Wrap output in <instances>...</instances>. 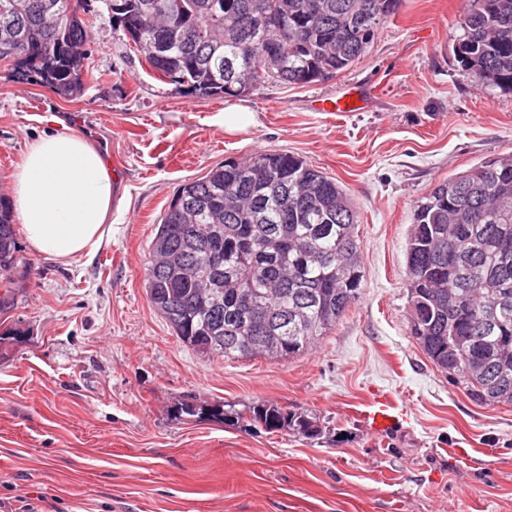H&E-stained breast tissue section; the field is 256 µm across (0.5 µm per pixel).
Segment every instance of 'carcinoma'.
<instances>
[{
    "mask_svg": "<svg viewBox=\"0 0 512 512\" xmlns=\"http://www.w3.org/2000/svg\"><path fill=\"white\" fill-rule=\"evenodd\" d=\"M52 3L43 11V3ZM400 0H119L112 22L160 79L237 97L268 82L306 85L351 66ZM82 0H0V62L64 96L85 87ZM454 47L483 83L512 91V0H469ZM356 214L336 179L288 153L227 160L184 182L145 288L186 346L227 359L301 355L362 288ZM11 202L0 197V271L17 265ZM411 335L475 402L512 404V155L439 182L418 202L406 252ZM267 431L320 435L306 414L261 404Z\"/></svg>",
    "mask_w": 512,
    "mask_h": 512,
    "instance_id": "cac0c4a2",
    "label": "carcinoma"
}]
</instances>
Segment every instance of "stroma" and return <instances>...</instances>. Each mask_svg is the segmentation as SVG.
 <instances>
[{"mask_svg":"<svg viewBox=\"0 0 512 512\" xmlns=\"http://www.w3.org/2000/svg\"><path fill=\"white\" fill-rule=\"evenodd\" d=\"M467 0H400L352 66L232 100L160 80L100 0H85L91 72L63 97L0 72V193L42 131L85 135L120 200L94 254L63 264L16 240L0 273V512H512V405L479 404L410 334L405 250L417 203L448 176L512 153V92L453 46ZM357 87L367 106L311 107ZM255 122L225 132L232 104ZM284 152L336 178L356 212L362 290L308 351L224 359L183 345L151 306L149 245L178 186L229 158ZM388 396L405 420L363 419ZM200 407L196 416L184 404ZM274 404L321 434L209 415Z\"/></svg>","mask_w":512,"mask_h":512,"instance_id":"obj_1","label":"stroma"}]
</instances>
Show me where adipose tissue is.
I'll list each match as a JSON object with an SVG mask.
<instances>
[{"label": "adipose tissue", "instance_id": "1", "mask_svg": "<svg viewBox=\"0 0 512 512\" xmlns=\"http://www.w3.org/2000/svg\"><path fill=\"white\" fill-rule=\"evenodd\" d=\"M10 184L25 241L41 256L64 263L91 254L112 230V173L80 133L38 136Z\"/></svg>", "mask_w": 512, "mask_h": 512}]
</instances>
